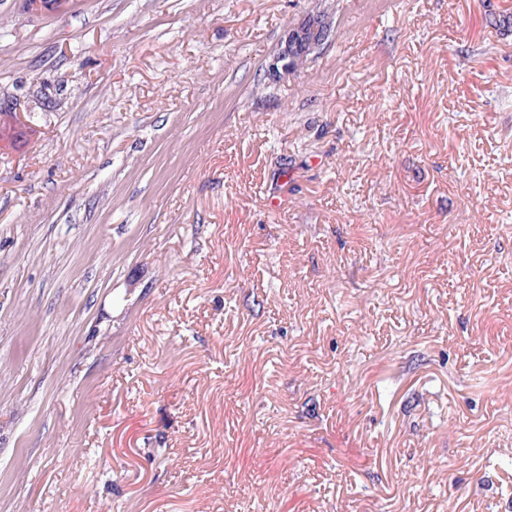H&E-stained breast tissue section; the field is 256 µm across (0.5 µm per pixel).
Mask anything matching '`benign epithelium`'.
<instances>
[{
	"instance_id": "1",
	"label": "benign epithelium",
	"mask_w": 512,
	"mask_h": 512,
	"mask_svg": "<svg viewBox=\"0 0 512 512\" xmlns=\"http://www.w3.org/2000/svg\"><path fill=\"white\" fill-rule=\"evenodd\" d=\"M335 38L331 19L311 11L298 23L289 26L279 40L271 61L266 67L268 78L274 80L294 74L291 60L296 54H305L327 46Z\"/></svg>"
}]
</instances>
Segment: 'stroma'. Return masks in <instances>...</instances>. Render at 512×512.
<instances>
[{"instance_id":"obj_1","label":"stroma","mask_w":512,"mask_h":512,"mask_svg":"<svg viewBox=\"0 0 512 512\" xmlns=\"http://www.w3.org/2000/svg\"><path fill=\"white\" fill-rule=\"evenodd\" d=\"M506 14L0 0V512H512ZM334 38L331 19L320 12H308L298 23L285 30L266 67L268 78L275 80L295 74L291 60L303 52L306 55L292 61L294 69L300 72L311 56L307 53L327 46Z\"/></svg>"}]
</instances>
